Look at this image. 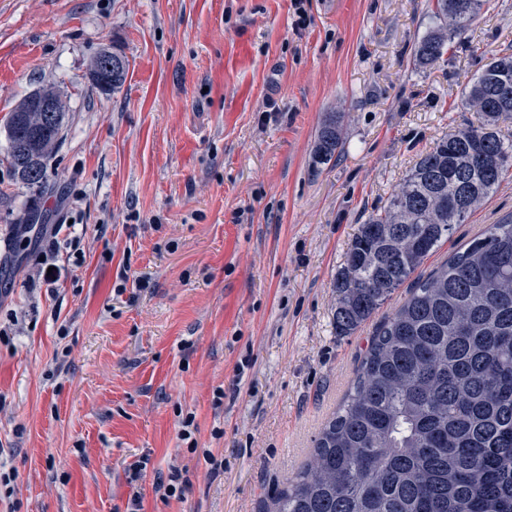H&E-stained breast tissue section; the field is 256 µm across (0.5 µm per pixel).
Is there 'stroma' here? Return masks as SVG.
Instances as JSON below:
<instances>
[{
	"label": "stroma",
	"instance_id": "obj_1",
	"mask_svg": "<svg viewBox=\"0 0 512 512\" xmlns=\"http://www.w3.org/2000/svg\"><path fill=\"white\" fill-rule=\"evenodd\" d=\"M434 5L0 0V128L39 88L65 110L47 192L14 178L0 132V470L16 488L0 512H126L136 492L143 512H262L306 462L377 325L333 324L360 224L462 126V86L512 52V0H490L467 47L418 66ZM103 48L128 61L111 95L89 82ZM331 114L343 144L319 164ZM33 205L80 246L19 250ZM510 213L512 171L422 272ZM122 272L145 288L115 295ZM174 468L180 499L156 490Z\"/></svg>",
	"mask_w": 512,
	"mask_h": 512
}]
</instances>
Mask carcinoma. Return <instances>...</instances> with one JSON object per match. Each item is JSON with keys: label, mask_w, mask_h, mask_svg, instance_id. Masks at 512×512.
I'll return each instance as SVG.
<instances>
[{"label": "carcinoma", "mask_w": 512, "mask_h": 512, "mask_svg": "<svg viewBox=\"0 0 512 512\" xmlns=\"http://www.w3.org/2000/svg\"><path fill=\"white\" fill-rule=\"evenodd\" d=\"M484 0H436L415 46L436 64ZM474 119L420 155L388 204L360 225L336 274V335L378 315L405 283L408 299L378 324L356 376L315 439L310 461L275 490L273 512H512V213L423 276L418 269L512 168V54L491 58L462 89ZM13 176L47 181L59 125L9 116ZM330 114L316 162L341 149Z\"/></svg>", "instance_id": "obj_1"}]
</instances>
